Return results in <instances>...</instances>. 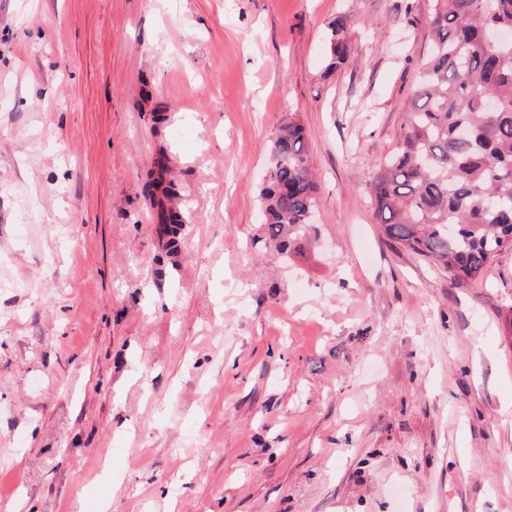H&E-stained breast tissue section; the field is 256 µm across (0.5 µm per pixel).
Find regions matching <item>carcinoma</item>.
<instances>
[{
    "label": "carcinoma",
    "instance_id": "carcinoma-1",
    "mask_svg": "<svg viewBox=\"0 0 512 512\" xmlns=\"http://www.w3.org/2000/svg\"><path fill=\"white\" fill-rule=\"evenodd\" d=\"M432 41L397 146L370 184L374 215L386 236L443 265L458 281L477 278L512 246V0H434ZM344 19L330 24V72L350 57ZM290 122L270 146L260 190L263 225L281 254L311 241L308 215L318 206L304 146ZM146 194L170 199L178 190L150 171ZM168 251H178L185 219L162 210Z\"/></svg>",
    "mask_w": 512,
    "mask_h": 512
}]
</instances>
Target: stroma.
I'll return each instance as SVG.
<instances>
[{
    "label": "stroma",
    "instance_id": "stroma-1",
    "mask_svg": "<svg viewBox=\"0 0 512 512\" xmlns=\"http://www.w3.org/2000/svg\"><path fill=\"white\" fill-rule=\"evenodd\" d=\"M432 9L0 0V512H512V247L455 282L366 194ZM291 120L319 241L286 256L259 191ZM329 48L330 55L325 67L326 71H334L350 57L351 47L347 39V25L343 18L336 19L330 24ZM144 190L146 194L153 200V203L155 204L156 202V205L159 196H162L164 197V199L169 200L171 197L176 196L178 193L175 184L170 182L168 183V185H164L160 177L155 176V173L153 171H150L146 174ZM162 224H165V233L168 237L167 247L169 253L177 252L180 248L182 239V227L185 224V219L176 210L172 208L162 209Z\"/></svg>",
    "mask_w": 512,
    "mask_h": 512
}]
</instances>
